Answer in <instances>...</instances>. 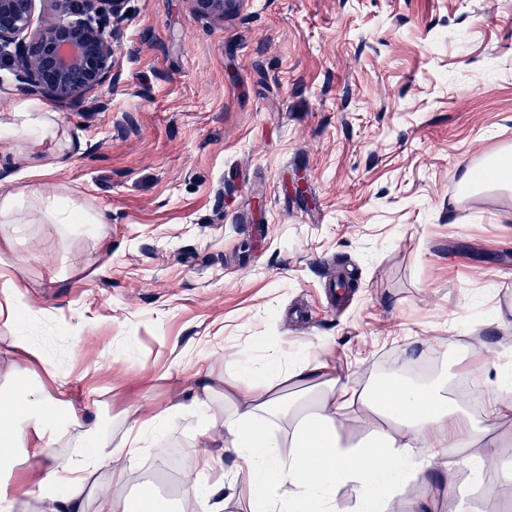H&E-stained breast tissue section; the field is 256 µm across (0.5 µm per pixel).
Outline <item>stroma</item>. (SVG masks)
<instances>
[{"label": "stroma", "instance_id": "obj_1", "mask_svg": "<svg viewBox=\"0 0 512 512\" xmlns=\"http://www.w3.org/2000/svg\"><path fill=\"white\" fill-rule=\"evenodd\" d=\"M113 86L59 108L81 149L50 177L109 220L14 237L22 324L107 431L164 413L239 352L335 357L357 385L437 355L512 371V192L466 168L512 149V0H127ZM106 275H97L100 265ZM199 421L136 465L161 512L195 477ZM193 11L200 18L222 19L224 18V7L234 0H191Z\"/></svg>", "mask_w": 512, "mask_h": 512}]
</instances>
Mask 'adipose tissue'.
Segmentation results:
<instances>
[{"label":"adipose tissue","mask_w":512,"mask_h":512,"mask_svg":"<svg viewBox=\"0 0 512 512\" xmlns=\"http://www.w3.org/2000/svg\"><path fill=\"white\" fill-rule=\"evenodd\" d=\"M14 120L0 122L1 140H23L21 166L29 185L0 192V327L12 336L16 356L38 363L45 379L20 378L14 365L0 368V512H15L18 501L6 492L15 461L29 463L36 512H131L119 494L131 484L141 487V506L149 512L152 488L143 483L132 458L162 454L167 446L165 419L206 415L215 397L223 399L221 419H211L193 443L200 474L221 468L234 453L237 464L223 482H194L184 499L205 500L208 512H227L234 494L247 495L248 512H346L341 502L353 494L347 512H393L402 486L435 469L449 474L452 447L465 449L462 459L473 480H482L488 465L512 480V462L502 459L497 424L512 422V376L495 371L488 379L493 397L489 422L459 418L460 407L448 388L447 375L429 382L385 378L370 388H356L334 360L283 362L275 356L240 361L241 375L224 377L223 388L204 384L190 400L173 404L166 416L135 417L121 437L109 436L100 417L78 414L47 386L56 374L41 348L20 335L23 318L35 309L25 300L20 266L10 259L12 229L38 214L61 231L80 224L94 228L101 252L112 249L107 219L77 204L72 196L45 192L44 177L59 169L65 156L58 147V115L35 100L14 104ZM461 181L468 188H512V153L501 151L480 167H470ZM368 413L376 423L358 441L344 439L345 413ZM69 447V456L57 453ZM108 470L111 490L97 487Z\"/></svg>","instance_id":"1"}]
</instances>
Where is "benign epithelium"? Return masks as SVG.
<instances>
[{
  "instance_id": "7a95c632",
  "label": "benign epithelium",
  "mask_w": 512,
  "mask_h": 512,
  "mask_svg": "<svg viewBox=\"0 0 512 512\" xmlns=\"http://www.w3.org/2000/svg\"><path fill=\"white\" fill-rule=\"evenodd\" d=\"M43 17L33 25L36 2ZM126 0H0V59L21 90L79 106L112 84L113 57ZM233 0H191L204 19L224 18Z\"/></svg>"
}]
</instances>
